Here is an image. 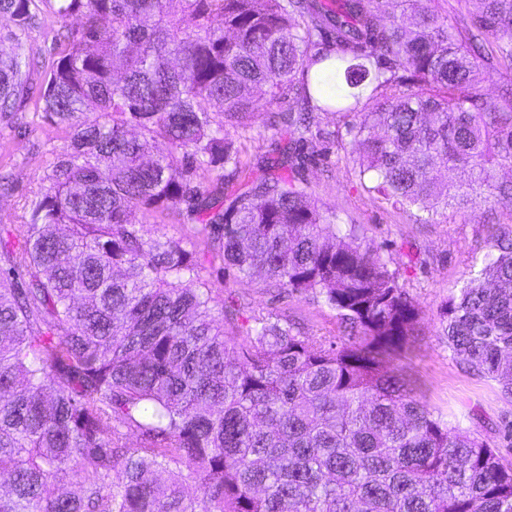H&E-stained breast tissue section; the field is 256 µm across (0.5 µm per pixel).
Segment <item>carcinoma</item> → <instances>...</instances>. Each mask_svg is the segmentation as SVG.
<instances>
[{
	"instance_id": "obj_1",
	"label": "carcinoma",
	"mask_w": 512,
	"mask_h": 512,
	"mask_svg": "<svg viewBox=\"0 0 512 512\" xmlns=\"http://www.w3.org/2000/svg\"><path fill=\"white\" fill-rule=\"evenodd\" d=\"M31 2L0 0V112L27 93ZM40 2L81 24L43 93L66 151L0 266V512H512V464L394 365L420 310L391 257L291 176L224 196L242 173L225 126L290 91L292 140L343 120L394 208L511 203L512 82H483L512 72V0H477L464 27L440 0ZM139 213L193 224L240 280L323 302L337 336L233 323L238 298L214 310L188 242L144 237ZM490 237L441 336L511 399L512 231Z\"/></svg>"
}]
</instances>
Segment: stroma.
Masks as SVG:
<instances>
[{"label":"stroma","instance_id":"35a3bbf8","mask_svg":"<svg viewBox=\"0 0 512 512\" xmlns=\"http://www.w3.org/2000/svg\"><path fill=\"white\" fill-rule=\"evenodd\" d=\"M26 55L30 62L28 92L19 111L0 112V244L18 249L20 226L29 205L47 186L67 139L64 129L49 121L42 110L44 77L61 49L72 21L46 10L41 0L30 7ZM293 98L261 104L248 131L229 129L236 140L243 175L252 181L270 176V159L295 149L289 134L270 123L271 112L296 109ZM353 147L340 138H319L317 148L298 175L312 200L335 211L341 223L360 224L371 246L389 255L399 283L418 303L422 331L408 346L403 363L415 382V393L431 409L498 448L512 462V447L503 438L512 424V400L499 387L467 369L438 334L440 312L449 294L468 278L473 262L488 250L489 232L512 230V206L479 204L468 210H448L435 222L423 223L369 195L354 171ZM201 277L215 300L226 291L242 296L243 316L271 311L290 319L308 336L337 333L336 313L309 296H288L267 287L263 277L239 281L224 273L223 263L210 249L197 245Z\"/></svg>","mask_w":512,"mask_h":512}]
</instances>
